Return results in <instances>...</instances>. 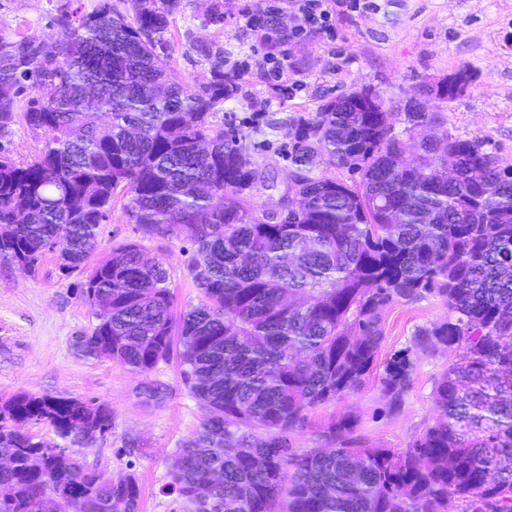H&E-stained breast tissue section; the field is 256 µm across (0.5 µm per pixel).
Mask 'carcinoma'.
<instances>
[{"label": "carcinoma", "instance_id": "carcinoma-1", "mask_svg": "<svg viewBox=\"0 0 512 512\" xmlns=\"http://www.w3.org/2000/svg\"><path fill=\"white\" fill-rule=\"evenodd\" d=\"M112 0L75 12L51 41L0 36V131L20 117L42 138L36 160L0 155V262L36 271L48 252L81 272L97 321L77 337L87 356L148 373L177 356L205 408L182 445L171 489L185 512H512V171L477 141L448 134L423 85L404 104L352 92L288 128L298 208L286 223L259 213L265 191L247 137L214 127L238 76L185 90L167 48L173 0ZM36 97L18 113L17 98ZM421 137L405 157L403 139ZM345 171L348 177L336 175ZM147 237L193 246L203 299L180 314L167 271L135 242L84 267L118 193ZM434 295L448 315L419 348L458 360L436 382L440 415L403 451L352 437L297 453L307 413L363 388L383 341L385 309ZM412 348L377 377L389 413L403 405ZM42 422L55 437L35 439ZM112 428L103 405L18 394L0 403V512H138L132 474L108 479L67 453Z\"/></svg>", "mask_w": 512, "mask_h": 512}]
</instances>
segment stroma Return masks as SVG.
Instances as JSON below:
<instances>
[{
	"label": "stroma",
	"mask_w": 512,
	"mask_h": 512,
	"mask_svg": "<svg viewBox=\"0 0 512 512\" xmlns=\"http://www.w3.org/2000/svg\"><path fill=\"white\" fill-rule=\"evenodd\" d=\"M98 0H0V36L57 37L60 20L89 12ZM255 0H174L169 16L167 55L185 88L193 91L212 78L213 58L246 61L238 91L211 116L214 126L247 132L263 168L279 186L288 184L290 121L313 115L327 99L371 87L392 101L408 97L462 68L474 74L467 89L445 103L443 115L453 136L482 141L500 167L512 170V0H380L377 11L336 17V34L313 33L289 43L286 82L301 91L285 94L267 83L255 48L257 32L239 16ZM42 140L25 125L0 135V154L17 163L33 161ZM141 242L149 257L166 269L176 310L202 298L187 270L189 243L140 238L121 203H114L90 265L107 261L113 248ZM77 274L61 270L56 254L41 260L36 274L0 264V402L18 393L92 400L112 412V428L88 447L70 452L115 479L135 475L139 512H183L171 491V473L183 441L200 426L204 408L185 388L177 359L139 373L108 359L85 357L74 336L96 324L78 295ZM447 306L427 295L387 307L379 361L411 347L415 333L445 317ZM454 357L440 347L414 350L411 387L397 414L383 410L376 383L311 410L303 428L291 435L294 448L324 447V430L353 415L354 438L377 448L405 450L439 415L436 381Z\"/></svg>",
	"instance_id": "stroma-1"
}]
</instances>
